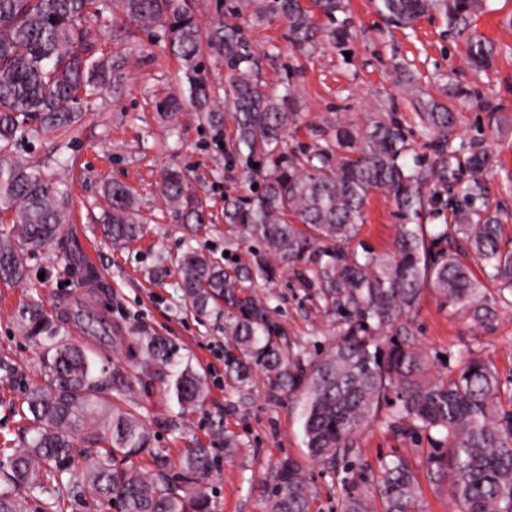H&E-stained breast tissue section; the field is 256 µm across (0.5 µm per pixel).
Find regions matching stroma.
I'll use <instances>...</instances> for the list:
<instances>
[{
	"instance_id": "obj_1",
	"label": "stroma",
	"mask_w": 512,
	"mask_h": 512,
	"mask_svg": "<svg viewBox=\"0 0 512 512\" xmlns=\"http://www.w3.org/2000/svg\"><path fill=\"white\" fill-rule=\"evenodd\" d=\"M263 4L264 0H253L235 21L271 90L282 91L286 73L295 75L298 126L288 139L292 147L321 141L323 130L333 123L350 122L367 130L377 112L395 113L407 132L416 131L411 90L396 80L398 64L412 70L419 87L436 98L462 89V97L452 104L459 112L464 137L486 136L489 110L497 108L505 123L490 143L494 155L490 205L500 212L504 243L512 247V0H488V12L477 20L479 31L497 50L492 68L480 73L466 67L464 42L450 38L445 21L437 16L422 18L411 29L391 28L376 12L374 0H351L349 42L342 48L323 45L314 58L306 60L289 52L288 28L281 18L256 17V9ZM100 44L104 51L127 57L126 79L89 104L74 129L42 137L22 134L12 156L27 164L54 156L62 159L55 175L69 188L71 216L63 234L93 246L104 287L62 285L57 271L67 256L56 243L27 255V276L20 284L0 285V354L11 356L24 374L23 379L0 382V443L19 438L26 426L17 413L26 384L44 381L40 351L19 330L18 308L33 299L56 316L64 309L100 300L114 335L124 337L127 345L145 334L167 336L205 378L202 406L187 413L186 427L171 428L169 422L178 407L166 385L156 382L142 388L141 366L128 358L125 348L95 342L69 323L62 328L69 341L94 345L98 366L124 368L130 382L124 401L137 404L155 434L156 447L173 450L208 443L212 419L223 418L224 429L236 445L216 459L208 485L213 512H268L276 467L287 457L304 469L316 512H339L350 465L375 476L383 463L401 457L416 472H423L427 441L378 422L355 437L349 459L332 469L324 467L309 456L300 409L289 405L287 393L274 377L257 370L244 386L226 377L224 358L232 344L224 334L223 317H198L181 300L175 288L176 269L160 279L154 278L153 271L159 258L172 262L190 248L212 254L228 267L260 250L259 242L242 237L223 217L225 195L250 194L245 171L213 141L192 107L183 108L172 128L158 113L157 102L184 93L178 65L162 42L139 31L123 33L119 21L113 20ZM169 166L190 176L192 193L208 210L210 222L200 230L182 223L157 192L160 173ZM112 182L132 191L147 227L144 238L122 249L113 248L101 228L107 210L102 188ZM398 222L392 201L373 193L352 248L363 245L386 252ZM266 261L274 271L273 280L257 277L246 289L266 297L275 308L282 343L303 361H312L333 342L340 319L326 308L316 289L300 282L279 258L270 255ZM410 329L415 345L427 358L430 378L445 376L461 352L473 350L496 368L503 383L499 401L503 409L512 411V303L499 304L496 321L483 330L465 314L443 305L427 286Z\"/></svg>"
}]
</instances>
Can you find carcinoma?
Instances as JSON below:
<instances>
[{"mask_svg":"<svg viewBox=\"0 0 512 512\" xmlns=\"http://www.w3.org/2000/svg\"><path fill=\"white\" fill-rule=\"evenodd\" d=\"M485 8L486 0H375L377 13L397 28L441 16L448 35L465 39L466 62L475 72L487 69L496 54L474 26ZM266 10L283 17L292 51L305 58L325 41L339 45L351 37L348 21L338 20L348 13L349 0H270ZM106 13L130 32L160 34L178 62L186 100L218 137L225 120L233 123L229 151L246 169L252 196H224V223L293 266L343 318L332 345L296 373L294 354L276 339L274 309L244 291L253 275L272 277L265 257L254 254L228 270L214 256L189 250L178 263L184 301L201 316L236 311L224 321L234 347L225 358L227 374L242 383L261 369L287 381L301 405L309 455L329 468L352 452L355 435L378 418L393 392L394 411L384 423L426 436L425 477L448 481L454 512H512V411L500 405L498 373L468 351L447 377L427 378L408 324L426 284L480 328L496 320V298L512 295V251L501 250L500 216L486 204L475 207L488 194L492 156L484 141L458 135L448 103L416 95V133L432 149L430 158L413 152L390 112L372 118L363 137L344 124L334 140L290 152L285 133L296 116L292 76H286L284 93L269 90L242 28L222 19L203 26L194 0H0L1 153L19 132L43 136L71 129L85 101L124 78L126 59L99 47ZM208 50L224 57L222 96L204 77ZM158 186L183 223L205 224L184 172L163 171ZM375 192L393 201L401 224L389 252L364 247L359 253L348 245ZM65 195L61 182L40 166L0 158V201L10 211V227L0 233V284L22 280L23 253L59 237L69 221ZM104 195L110 212L103 235L116 247L141 239L145 227L128 188L114 182ZM450 237L466 243L486 279L443 247ZM63 275L103 287L80 258L65 265ZM68 316L85 334L120 342L97 311L79 308ZM18 323L41 349L44 384H29L19 406L31 437L0 467V512H30L43 495L49 512L86 500L117 512H211L206 484L216 451L235 445L222 421L211 424V446L184 448L174 459L153 447L154 434L137 408L112 404L129 390L123 368L98 367L91 351L60 336L57 319L35 300L19 308ZM127 350L149 381L166 384L180 413L205 395L204 378L167 337L139 336ZM421 492L413 468L397 458L371 482L364 471L352 472L341 512H422ZM312 504L299 465L280 461L269 512H311Z\"/></svg>","mask_w":512,"mask_h":512,"instance_id":"obj_1","label":"carcinoma"}]
</instances>
